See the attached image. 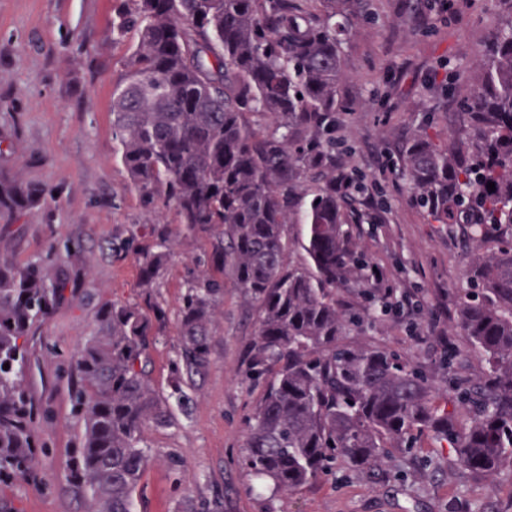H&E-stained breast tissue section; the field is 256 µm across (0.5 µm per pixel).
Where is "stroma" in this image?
Segmentation results:
<instances>
[{"label":"stroma","instance_id":"1","mask_svg":"<svg viewBox=\"0 0 512 512\" xmlns=\"http://www.w3.org/2000/svg\"><path fill=\"white\" fill-rule=\"evenodd\" d=\"M454 3V13L442 14L428 0H368V19L351 22L344 36L354 105L336 131L347 168L365 174L384 203L381 223L362 225L361 242L388 284L418 295L400 320L378 321L363 341L430 368L446 346H465L448 326L465 283L469 242L464 228L448 233L407 202L406 185L393 174L397 150L430 111L448 107L438 61L454 62L455 96L467 97L492 28L512 9V0ZM120 6L121 0H0V139L10 147L0 156V176L41 195L35 205L0 211V258L27 263L53 240L84 245L77 260L47 270L71 285L34 339L24 383L50 409L40 435L50 447L41 473L51 486L42 491L21 482L7 489L17 512H84L61 469L76 438L63 356L90 335L103 302L140 299L134 259L112 255L114 242L155 220L141 206L112 138V95L128 78L138 41L134 30L113 40ZM203 247V237H180L159 280L169 307L184 291L186 260ZM256 316L240 289L225 281L211 364L190 417L144 431L157 459L142 475L138 512H172L180 495L220 502V512H512L511 465L494 477H475L450 448L429 439L417 457L392 452L370 473L340 462L335 475L290 494L254 490L241 460L244 419L261 397L243 363ZM171 452L184 460L178 487L163 462Z\"/></svg>","mask_w":512,"mask_h":512}]
</instances>
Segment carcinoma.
<instances>
[{"label":"carcinoma","mask_w":512,"mask_h":512,"mask_svg":"<svg viewBox=\"0 0 512 512\" xmlns=\"http://www.w3.org/2000/svg\"><path fill=\"white\" fill-rule=\"evenodd\" d=\"M358 15L366 0H123L113 18L112 35L139 33L112 97L113 135L160 220L144 233L155 248L135 235L112 246L134 257L141 301L104 302L69 354L80 433L63 472L84 512H133L153 460L143 432L175 426L177 410L188 416L226 277L258 312L244 365L261 398L246 417L244 462L261 485L290 493L339 459L371 472L425 436L479 477L512 463V13L490 34L457 130L424 127L398 152L409 202L437 224L465 225L472 243L451 335L466 337L482 366L450 377L346 342L399 307L350 228L360 192L345 183L359 179L336 149V124L352 108L336 17ZM34 197L0 179V210ZM185 233L208 240L187 267L165 395L149 370L169 322L154 288ZM298 246L305 266L286 262ZM77 250L52 242L34 262L0 260V512H14L4 489L35 479L47 456L23 373L31 336L69 285L44 269Z\"/></svg>","instance_id":"carcinoma-1"}]
</instances>
